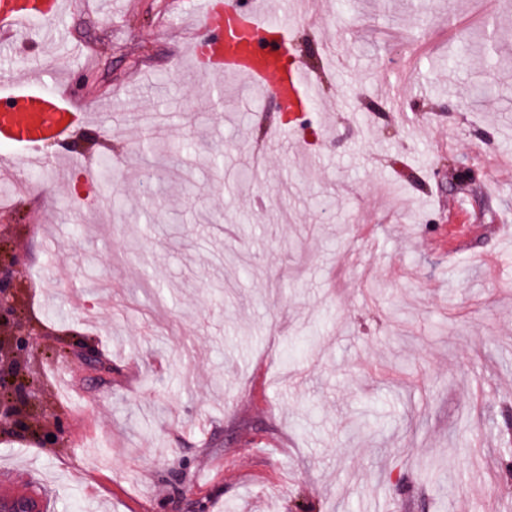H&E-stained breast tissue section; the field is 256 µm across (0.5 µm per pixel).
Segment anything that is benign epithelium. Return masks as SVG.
I'll return each mask as SVG.
<instances>
[{"instance_id":"1","label":"benign epithelium","mask_w":512,"mask_h":512,"mask_svg":"<svg viewBox=\"0 0 512 512\" xmlns=\"http://www.w3.org/2000/svg\"><path fill=\"white\" fill-rule=\"evenodd\" d=\"M22 252L17 243L0 241V327L15 325L13 338L0 344V428L34 434L35 426L29 400L33 381L22 370L13 367L14 351L34 350L37 337L30 326L20 319L17 304L16 273L22 263ZM60 351L68 357L93 361L97 356L88 348L72 342H61Z\"/></svg>"}]
</instances>
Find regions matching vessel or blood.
<instances>
[{
    "label": "vessel or blood",
    "mask_w": 512,
    "mask_h": 512,
    "mask_svg": "<svg viewBox=\"0 0 512 512\" xmlns=\"http://www.w3.org/2000/svg\"><path fill=\"white\" fill-rule=\"evenodd\" d=\"M287 18L267 19L256 8L239 10L226 0L223 12L205 4L203 25L213 29L212 70L231 73L263 89H275L285 108L315 102L321 85L310 68L283 63L291 47L293 28L306 16L307 0H290ZM62 9L61 0H0V31L20 30L37 19L53 25ZM82 112L72 111L69 100L44 91L41 81L20 80L9 102L0 103V141L30 147L47 138H63Z\"/></svg>",
    "instance_id": "vessel-or-blood-1"
}]
</instances>
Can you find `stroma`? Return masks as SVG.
Here are the masks:
<instances>
[{"mask_svg": "<svg viewBox=\"0 0 512 512\" xmlns=\"http://www.w3.org/2000/svg\"><path fill=\"white\" fill-rule=\"evenodd\" d=\"M201 2L71 0L0 49V96L49 61L90 115L0 146L40 334L18 361L42 431L67 429L0 432V489L47 512H512V0H312L290 54L323 97L292 122L186 54Z\"/></svg>", "mask_w": 512, "mask_h": 512, "instance_id": "obj_1", "label": "stroma"}]
</instances>
